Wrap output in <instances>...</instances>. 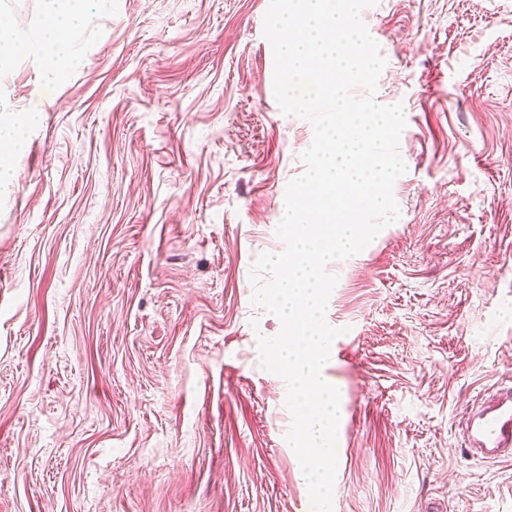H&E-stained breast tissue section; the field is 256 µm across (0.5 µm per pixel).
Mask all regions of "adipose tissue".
<instances>
[{
	"label": "adipose tissue",
	"mask_w": 512,
	"mask_h": 512,
	"mask_svg": "<svg viewBox=\"0 0 512 512\" xmlns=\"http://www.w3.org/2000/svg\"><path fill=\"white\" fill-rule=\"evenodd\" d=\"M82 0H42L44 24L34 34L24 36L0 30V66L9 60L31 53L41 54L48 71L69 59L71 45L66 38L81 14Z\"/></svg>",
	"instance_id": "ef3b65f1"
}]
</instances>
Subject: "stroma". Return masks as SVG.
Listing matches in <instances>:
<instances>
[{"label": "stroma", "instance_id": "obj_1", "mask_svg": "<svg viewBox=\"0 0 512 512\" xmlns=\"http://www.w3.org/2000/svg\"><path fill=\"white\" fill-rule=\"evenodd\" d=\"M270 0H83L62 75L0 70V512H314L251 268L303 175ZM402 104L398 219L338 278L332 512H512V457L463 442L512 386V0L361 12ZM20 120L0 121V152L14 156L20 144Z\"/></svg>", "mask_w": 512, "mask_h": 512}]
</instances>
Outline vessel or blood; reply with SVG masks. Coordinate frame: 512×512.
I'll return each instance as SVG.
<instances>
[{"label": "vessel or blood", "mask_w": 512, "mask_h": 512, "mask_svg": "<svg viewBox=\"0 0 512 512\" xmlns=\"http://www.w3.org/2000/svg\"><path fill=\"white\" fill-rule=\"evenodd\" d=\"M464 436L469 446L481 449L487 458L512 453V387L501 388L489 405L467 415Z\"/></svg>", "instance_id": "1"}]
</instances>
